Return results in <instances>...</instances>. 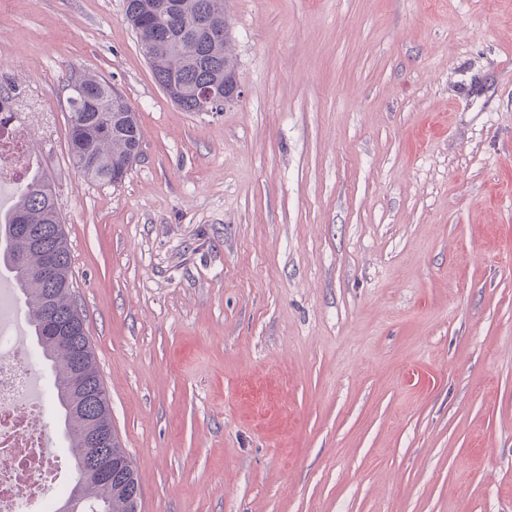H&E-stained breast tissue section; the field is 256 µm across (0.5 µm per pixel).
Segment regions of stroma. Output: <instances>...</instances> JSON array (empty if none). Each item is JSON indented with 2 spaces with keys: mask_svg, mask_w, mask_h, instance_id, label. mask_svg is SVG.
<instances>
[{
  "mask_svg": "<svg viewBox=\"0 0 512 512\" xmlns=\"http://www.w3.org/2000/svg\"><path fill=\"white\" fill-rule=\"evenodd\" d=\"M186 112L125 0H0L140 512H512V0H227ZM137 112L122 183L68 81ZM81 86L83 99L74 91ZM69 156L82 176L102 185L119 184L140 155L136 113L127 100L102 78L78 73L68 84ZM76 98V99H74Z\"/></svg>",
  "mask_w": 512,
  "mask_h": 512,
  "instance_id": "1",
  "label": "stroma"
}]
</instances>
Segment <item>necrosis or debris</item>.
<instances>
[{"mask_svg": "<svg viewBox=\"0 0 512 512\" xmlns=\"http://www.w3.org/2000/svg\"><path fill=\"white\" fill-rule=\"evenodd\" d=\"M31 121L0 110V186H15L30 173ZM62 456L51 448L46 385L27 347L19 300L0 279V512H53L62 484Z\"/></svg>", "mask_w": 512, "mask_h": 512, "instance_id": "necrosis-or-debris-1", "label": "necrosis or debris"}]
</instances>
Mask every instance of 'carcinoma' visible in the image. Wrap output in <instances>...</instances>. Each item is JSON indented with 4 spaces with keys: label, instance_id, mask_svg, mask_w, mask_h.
<instances>
[{
    "label": "carcinoma",
    "instance_id": "1",
    "mask_svg": "<svg viewBox=\"0 0 512 512\" xmlns=\"http://www.w3.org/2000/svg\"><path fill=\"white\" fill-rule=\"evenodd\" d=\"M175 12L159 17L161 0H126L132 27L146 45L153 77L183 111L203 108L200 93L215 95L210 111L224 110V97H233L235 66L226 42L230 28L226 0H173ZM69 156L82 176L102 185L119 184L140 155L136 113L102 78L79 73L68 84ZM58 257L54 272H41L43 250ZM11 274L22 294L32 338L53 377V399L64 413L65 437L77 479L73 489L85 512H138L141 487L136 469L121 446L115 457L124 460L112 480V492L83 476L86 433L94 424L112 420L111 407L88 336L82 310L73 296L71 260L62 218L48 178L31 173L17 188L12 207L0 210V267ZM70 324L69 337L57 340L45 323ZM87 392L95 394L88 409L74 411Z\"/></svg>",
    "mask_w": 512,
    "mask_h": 512
}]
</instances>
